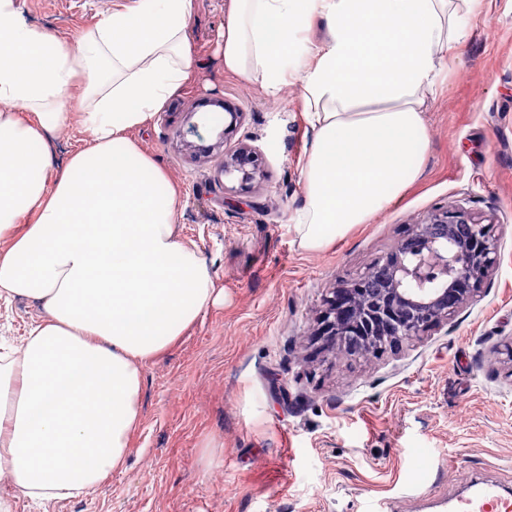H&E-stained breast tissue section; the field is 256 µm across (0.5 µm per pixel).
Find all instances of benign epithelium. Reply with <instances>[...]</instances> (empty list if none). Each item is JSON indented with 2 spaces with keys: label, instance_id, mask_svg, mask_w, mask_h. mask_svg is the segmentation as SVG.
I'll return each instance as SVG.
<instances>
[{
  "label": "benign epithelium",
  "instance_id": "benign-epithelium-1",
  "mask_svg": "<svg viewBox=\"0 0 512 512\" xmlns=\"http://www.w3.org/2000/svg\"><path fill=\"white\" fill-rule=\"evenodd\" d=\"M224 176L244 186L259 171L257 152L248 144L224 153ZM469 232L462 246L454 244L458 229ZM420 240L417 257L400 241L383 259L389 270L384 287L372 293L360 278L335 289L325 300L316 336L323 349H341L359 358L398 351L403 344L448 321L469 302L494 268L498 240L484 217L462 206L433 213L411 230Z\"/></svg>",
  "mask_w": 512,
  "mask_h": 512
}]
</instances>
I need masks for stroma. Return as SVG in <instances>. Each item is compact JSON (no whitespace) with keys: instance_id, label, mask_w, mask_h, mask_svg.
<instances>
[{"instance_id":"35a3bbf8","label":"stroma","mask_w":512,"mask_h":512,"mask_svg":"<svg viewBox=\"0 0 512 512\" xmlns=\"http://www.w3.org/2000/svg\"><path fill=\"white\" fill-rule=\"evenodd\" d=\"M132 2L16 0L66 41ZM224 2L197 0L196 71L132 133L179 187V234L224 300L145 364L124 469L55 512H363L410 499L415 512H449L484 483L512 493V0H482L446 59L421 179L322 252L302 249L294 230L312 140L300 86L273 94L225 73ZM228 107L242 122L220 147L213 127ZM193 123L210 155L184 148ZM241 142L261 157L248 187L220 172ZM454 204L492 219L499 240L477 296L400 353L319 350L312 335L332 288ZM42 314L0 300V339L18 342Z\"/></svg>"}]
</instances>
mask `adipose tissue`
<instances>
[{"mask_svg":"<svg viewBox=\"0 0 512 512\" xmlns=\"http://www.w3.org/2000/svg\"><path fill=\"white\" fill-rule=\"evenodd\" d=\"M227 0L226 72L299 81L314 137L299 244L321 251L423 174L425 114L481 0ZM195 0H134L75 42L0 0V300L45 316L0 353V485L50 503L126 461L145 362L217 300L175 234L179 192L129 138L188 81ZM322 15L328 38L306 33ZM92 134L66 168L49 138Z\"/></svg>","mask_w":512,"mask_h":512,"instance_id":"ef3b65f1","label":"adipose tissue"}]
</instances>
